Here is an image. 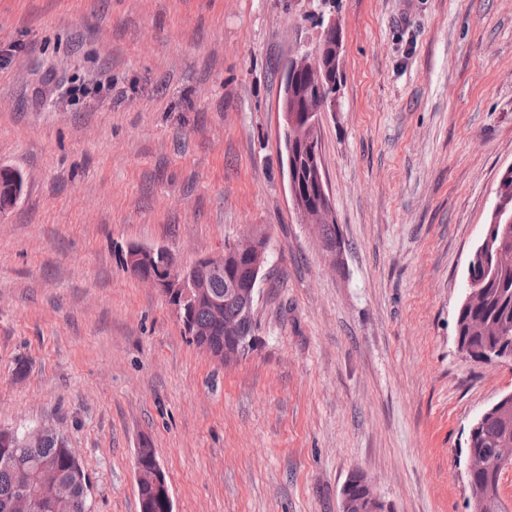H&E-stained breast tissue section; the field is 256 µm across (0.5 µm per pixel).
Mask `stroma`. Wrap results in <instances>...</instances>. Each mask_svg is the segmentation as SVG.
Wrapping results in <instances>:
<instances>
[{"label": "stroma", "mask_w": 512, "mask_h": 512, "mask_svg": "<svg viewBox=\"0 0 512 512\" xmlns=\"http://www.w3.org/2000/svg\"><path fill=\"white\" fill-rule=\"evenodd\" d=\"M343 36L322 160L329 256L281 168V65L305 0H0V430L55 429L92 512H140L153 449L173 512H470L459 450L512 391L460 353L468 259L512 164V0H328ZM268 243L255 347L224 366L129 245L182 267ZM166 255L165 249L154 248L148 252H142L140 250L128 249L125 257V265L129 271L139 273L142 268L148 264L155 262V256ZM355 475H352L344 484L341 490V512H353L350 509H356V512H388V506L375 492L372 484L363 479L362 483L365 486V495L358 501L352 502L347 495L349 485L354 480Z\"/></svg>", "instance_id": "1"}]
</instances>
